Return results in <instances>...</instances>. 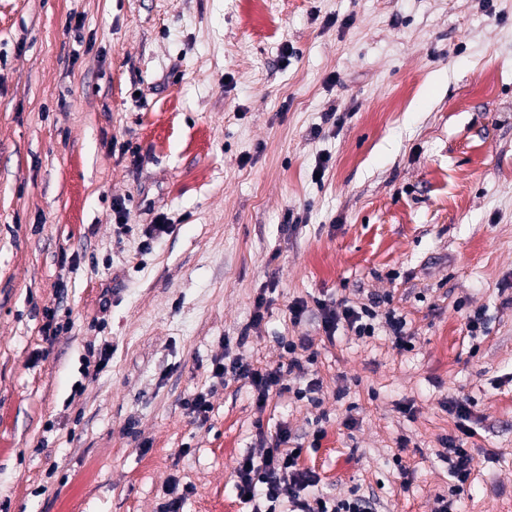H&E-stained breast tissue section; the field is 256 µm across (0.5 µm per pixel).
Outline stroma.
Masks as SVG:
<instances>
[{"label":"stroma","instance_id":"obj_1","mask_svg":"<svg viewBox=\"0 0 512 512\" xmlns=\"http://www.w3.org/2000/svg\"><path fill=\"white\" fill-rule=\"evenodd\" d=\"M372 296L412 350L327 341ZM303 336L313 399L212 373ZM461 398L453 510L512 512V0H0V512H251L282 425L316 493L437 512ZM316 303L322 311V329L329 342L336 340V332L342 319L355 336L359 338L374 336L376 328L373 322L378 316L375 308L379 307V300L372 299L370 305L362 304L361 306L348 304V301H345L340 310L332 308L324 300H317ZM448 412L457 418L456 429L466 438H471L475 431L465 422L470 421V404L467 399L454 400L448 403ZM441 442L446 450L444 458L448 460V473L454 479L450 491L457 495L475 472V458L470 448H464V438L458 434H448Z\"/></svg>","mask_w":512,"mask_h":512}]
</instances>
